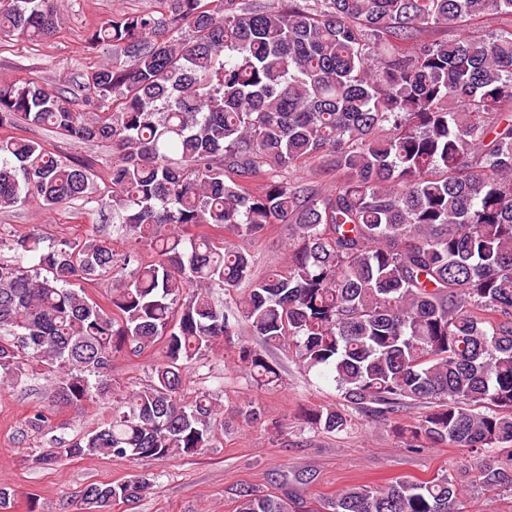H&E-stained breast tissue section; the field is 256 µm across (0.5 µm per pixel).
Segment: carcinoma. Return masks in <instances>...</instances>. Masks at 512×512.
Wrapping results in <instances>:
<instances>
[{"mask_svg":"<svg viewBox=\"0 0 512 512\" xmlns=\"http://www.w3.org/2000/svg\"><path fill=\"white\" fill-rule=\"evenodd\" d=\"M490 13L512 18V0H157L87 25V47L115 57L75 86L0 82V209L53 211L95 190L90 166L10 131L107 143L100 215L131 242L92 231L54 245L34 229L0 262V377L40 367L53 405H110L40 462L215 447L216 399L181 391L220 341L267 392L285 378L266 349L292 350L346 402L374 406L408 451L512 445V30L479 33ZM444 28L457 35L425 38ZM64 29L58 0H0V44ZM300 168L334 185L283 175ZM277 224L291 229L284 264L256 276L235 239ZM198 225L224 236H186ZM126 274L103 304L85 292ZM150 349L149 383L114 396V355ZM412 401L415 422L400 415ZM305 418L326 433L350 425L330 406ZM155 480L89 484L76 510L133 504ZM477 486L512 491V465L480 466ZM461 495L438 474L354 485L316 512H451ZM234 496L235 512H307L256 487Z\"/></svg>","mask_w":512,"mask_h":512,"instance_id":"cac0c4a2","label":"carcinoma"}]
</instances>
